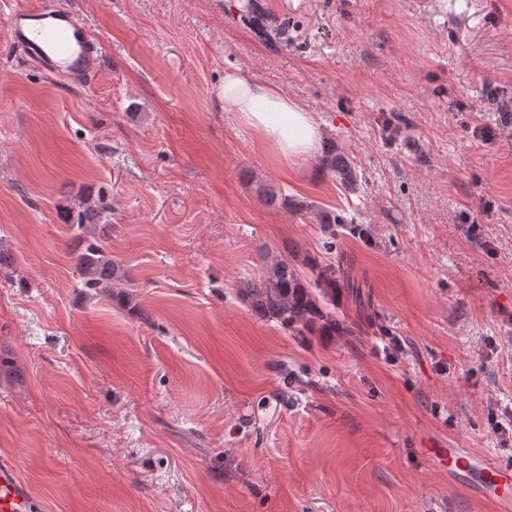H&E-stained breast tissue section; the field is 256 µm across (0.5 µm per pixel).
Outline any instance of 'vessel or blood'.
Here are the masks:
<instances>
[{"instance_id":"1","label":"vessel or blood","mask_w":512,"mask_h":512,"mask_svg":"<svg viewBox=\"0 0 512 512\" xmlns=\"http://www.w3.org/2000/svg\"><path fill=\"white\" fill-rule=\"evenodd\" d=\"M8 38L37 60L48 73L78 80L93 78L99 67L101 42L65 0H41L38 7L11 11ZM439 464L448 470V485L476 492L495 506L512 512V470L467 448H438ZM35 499L12 462L0 461V512H35Z\"/></svg>"}]
</instances>
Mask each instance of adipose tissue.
<instances>
[{"label": "adipose tissue", "mask_w": 512, "mask_h": 512, "mask_svg": "<svg viewBox=\"0 0 512 512\" xmlns=\"http://www.w3.org/2000/svg\"><path fill=\"white\" fill-rule=\"evenodd\" d=\"M224 104L254 129L276 156L293 160L316 152L322 130L311 112L280 88L241 75L224 78Z\"/></svg>", "instance_id": "ef3b65f1"}]
</instances>
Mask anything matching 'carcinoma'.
<instances>
[{
	"mask_svg": "<svg viewBox=\"0 0 512 512\" xmlns=\"http://www.w3.org/2000/svg\"><path fill=\"white\" fill-rule=\"evenodd\" d=\"M319 164L346 189L353 190L358 186L359 176L353 160L336 144L332 143L325 149ZM262 195L273 208L310 211L315 222L323 226L326 235L332 240L336 238L338 227L347 230L352 236L364 233L358 218L344 211L336 213L315 209L271 188L262 189ZM102 214L100 203L87 200L70 210L66 221L79 230H88L102 222ZM299 259L309 267L310 277L303 279L296 272ZM76 264L83 287L91 290H106L120 278V268L112 262V256L94 240L86 242ZM343 291L351 298L365 324H375V317L369 313V296L361 291L352 275V269L342 261L323 264L296 252L291 260L272 262L259 277L246 281L241 295L258 317L292 328L301 336L307 333L353 336L359 325L336 313V298Z\"/></svg>",
	"mask_w": 512,
	"mask_h": 512,
	"instance_id": "cac0c4a2",
	"label": "carcinoma"
}]
</instances>
